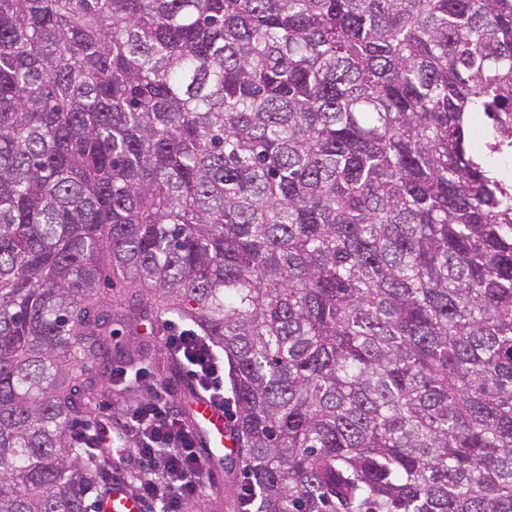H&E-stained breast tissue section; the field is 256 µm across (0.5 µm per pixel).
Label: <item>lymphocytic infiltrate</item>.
<instances>
[{"instance_id": "f902f5d3", "label": "lymphocytic infiltrate", "mask_w": 512, "mask_h": 512, "mask_svg": "<svg viewBox=\"0 0 512 512\" xmlns=\"http://www.w3.org/2000/svg\"><path fill=\"white\" fill-rule=\"evenodd\" d=\"M167 344L197 385L216 402H223L224 361L207 340L192 330L177 328ZM129 421L134 443L125 449V460L139 466L158 457L163 460L155 478L138 483L135 494L155 503L157 512H191L202 495V462L194 435L170 397L153 396L131 406Z\"/></svg>"}]
</instances>
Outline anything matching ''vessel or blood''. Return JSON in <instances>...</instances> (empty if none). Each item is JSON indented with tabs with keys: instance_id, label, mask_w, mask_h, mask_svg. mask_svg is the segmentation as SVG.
<instances>
[{
	"instance_id": "vessel-or-blood-1",
	"label": "vessel or blood",
	"mask_w": 512,
	"mask_h": 512,
	"mask_svg": "<svg viewBox=\"0 0 512 512\" xmlns=\"http://www.w3.org/2000/svg\"><path fill=\"white\" fill-rule=\"evenodd\" d=\"M191 424L199 436L203 459L211 464L238 454L224 420V409L205 394H195L190 408ZM96 512H143L139 497L127 491L121 482H113L97 500Z\"/></svg>"
}]
</instances>
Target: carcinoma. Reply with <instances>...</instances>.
<instances>
[{
  "instance_id": "cac0c4a2",
  "label": "carcinoma",
  "mask_w": 512,
  "mask_h": 512,
  "mask_svg": "<svg viewBox=\"0 0 512 512\" xmlns=\"http://www.w3.org/2000/svg\"><path fill=\"white\" fill-rule=\"evenodd\" d=\"M512 0H0V512H90L149 316L224 352L237 512H512Z\"/></svg>"
}]
</instances>
